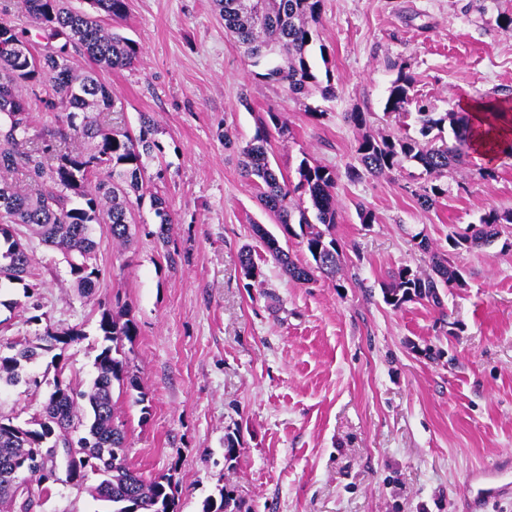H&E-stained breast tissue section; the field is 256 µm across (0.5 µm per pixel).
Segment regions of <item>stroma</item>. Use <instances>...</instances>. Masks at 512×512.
I'll use <instances>...</instances> for the list:
<instances>
[{"instance_id": "stroma-1", "label": "stroma", "mask_w": 512, "mask_h": 512, "mask_svg": "<svg viewBox=\"0 0 512 512\" xmlns=\"http://www.w3.org/2000/svg\"><path fill=\"white\" fill-rule=\"evenodd\" d=\"M113 27L140 47L133 68L102 78L122 102L120 118L139 130L156 123L161 149L148 177L174 218L167 239L149 199L134 206L129 248L101 246L102 276L83 297L63 257L31 239L38 299L49 321H32L21 289L0 291V346L38 342L46 324L77 327L63 353L64 379L91 383L103 346L101 305L130 308L137 325L132 368L151 406L120 397L128 459L144 477L174 474L180 512H201L216 487L233 489L248 512H463L462 482L512 452V248L450 250L448 236L489 207L512 209V159L495 179L469 169L440 177L448 194L430 210L414 192L420 167L346 175L356 162L354 112L379 135L416 134L414 117H384L387 89L403 64L415 96L436 111L461 98L512 99V30L493 17L463 14L457 0H325L317 72L331 70L333 99L295 100L256 77L243 48L224 31L210 0H128ZM248 104H241V97ZM323 110L320 119L308 108ZM279 112L288 136L272 137L270 158L295 178L302 158L335 169V234L343 285H298L256 245L252 223L278 227L241 169L240 148L259 116ZM374 220L362 223L359 209ZM424 232L463 271V287L442 291L443 308L387 306L390 271L425 270L411 236ZM252 245L264 271L247 287L239 252ZM178 249L177 266L165 255ZM8 299L16 308H5ZM40 385L0 389V415L17 423L39 414L54 369L32 366ZM239 452L224 458V438ZM86 488L57 483L42 512H105Z\"/></svg>"}]
</instances>
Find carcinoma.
<instances>
[{
	"label": "carcinoma",
	"mask_w": 512,
	"mask_h": 512,
	"mask_svg": "<svg viewBox=\"0 0 512 512\" xmlns=\"http://www.w3.org/2000/svg\"><path fill=\"white\" fill-rule=\"evenodd\" d=\"M25 13L41 31L42 41L33 44L25 31L0 19V284L20 285L30 308L34 300L36 273L28 247L15 226L21 225L42 243L58 250L69 266L81 294L90 296L98 285L100 270L92 262L101 241L93 226H107L112 244L131 241L133 201L149 196L160 219L159 236L174 223L166 200L149 189L147 161L155 158L159 145L151 138L153 118L140 114L139 134L114 126L104 128L96 112H116L117 100L99 72L133 67L140 56L138 44L108 28L127 12V0H90L92 11H77L68 0H22ZM224 20V28L245 45L252 65L263 67L259 77L285 88L293 99L319 92L324 100L336 97L331 75L322 82L310 51L318 34L324 0H212ZM497 12L496 24L512 29V5L507 0H468L465 10ZM91 64L88 70L75 66V57ZM413 77L399 65L391 82L384 116L399 118L415 104L420 137L376 136L367 131L368 120L353 112L350 120L362 130L357 140L358 165L347 175H388L413 162L430 178V184L415 194L424 209L433 208L448 189L437 184L450 169L473 165L476 131L468 112H436L432 105L411 95ZM42 106L54 113L55 125L30 133L29 111ZM80 122H75L76 117ZM450 127L453 139L442 136ZM283 135L288 125L279 112L260 120L253 139L241 150L245 176L253 180L263 208L272 214L285 238H295L310 259L292 258L279 240L263 225L252 224L254 238L281 267L288 279L306 285L321 275L332 281L341 272L342 248L334 229L337 223L336 171L303 158L297 183L273 168L268 145L271 131ZM307 196L309 206L295 200ZM512 224V210L490 207L476 224L448 236L457 249H481L495 242ZM427 258L422 273L400 266L383 284L386 305L398 310L426 300L442 306L440 288L463 286V276L447 255L433 248L427 235L412 236ZM240 264L248 286L262 284V267L253 249L242 247ZM99 330L107 345L95 358L97 375L84 390L72 381L54 380L39 417L19 424L0 416V512H37L50 485L60 481L58 452L64 454L66 479L81 487L88 474L98 477L89 489L95 499L109 504V512H180L178 486L169 475L147 480L128 462L127 434L116 420L114 390L139 392L136 403L149 415L147 398L130 372L126 344L137 336L136 323L125 309H101ZM80 329L45 326L40 343L16 342L0 350V386L20 382L39 384L27 373L28 365L42 353L57 362L66 346L82 339ZM231 501L226 487L209 496L202 512H227Z\"/></svg>",
	"instance_id": "1"
}]
</instances>
